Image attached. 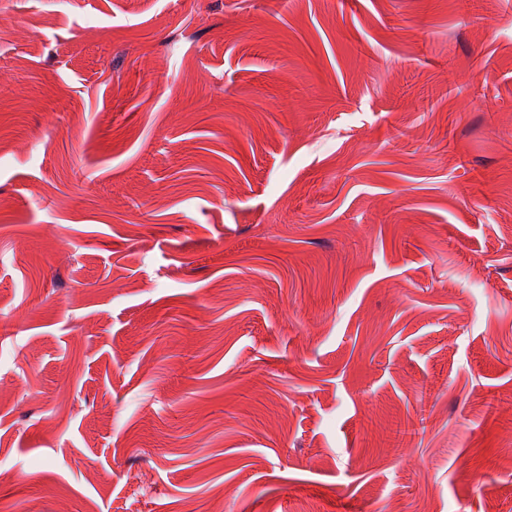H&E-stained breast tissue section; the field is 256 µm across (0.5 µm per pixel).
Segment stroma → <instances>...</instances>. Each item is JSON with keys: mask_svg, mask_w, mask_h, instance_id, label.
<instances>
[{"mask_svg": "<svg viewBox=\"0 0 512 512\" xmlns=\"http://www.w3.org/2000/svg\"><path fill=\"white\" fill-rule=\"evenodd\" d=\"M0 512H512V0H0Z\"/></svg>", "mask_w": 512, "mask_h": 512, "instance_id": "35a3bbf8", "label": "stroma"}]
</instances>
